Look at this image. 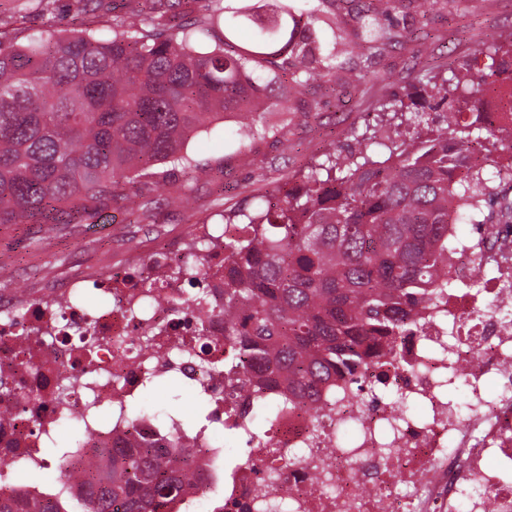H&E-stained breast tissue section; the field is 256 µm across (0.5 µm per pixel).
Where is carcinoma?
<instances>
[{"instance_id": "obj_1", "label": "carcinoma", "mask_w": 512, "mask_h": 512, "mask_svg": "<svg viewBox=\"0 0 512 512\" xmlns=\"http://www.w3.org/2000/svg\"><path fill=\"white\" fill-rule=\"evenodd\" d=\"M334 10L303 15L293 0H224L196 22L160 29L180 3L144 0L112 20V36L84 28L42 30L27 42L0 40V224H22L49 211L81 224L107 200L130 202L154 190V166L168 163L197 182L204 168L189 140L214 121L240 117V144L284 136L288 121L266 114L314 112L309 86L355 88L377 66L413 42L412 27L391 21L404 9L421 15L462 0H321ZM351 29L361 49L337 60L321 37ZM251 32L230 49L231 37ZM482 81L509 64L495 60ZM288 91L268 103L272 86ZM432 89L447 105L437 122L428 112L385 104L374 124L350 131L353 146L308 167L282 197L264 195L248 209L224 213L243 233L224 241V372L246 396L269 376L286 388L290 406L319 403L336 377L377 365L373 347L418 326L413 306L439 303L453 240L448 225L473 220L500 200L509 173L486 162L492 148H512L508 115L463 108L475 83L454 73ZM211 248L171 269L169 278L205 282ZM178 453L162 446L112 449L87 469L59 470L54 488L27 510L22 491L0 497V512H176L183 480L195 464V438L177 437Z\"/></svg>"}]
</instances>
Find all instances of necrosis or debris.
Here are the masks:
<instances>
[{
	"instance_id": "1",
	"label": "necrosis or debris",
	"mask_w": 512,
	"mask_h": 512,
	"mask_svg": "<svg viewBox=\"0 0 512 512\" xmlns=\"http://www.w3.org/2000/svg\"><path fill=\"white\" fill-rule=\"evenodd\" d=\"M235 224L195 225L192 233L148 256L132 253L106 279L87 275L33 300L0 301V494L18 487L17 468H47L46 434L79 422L81 447L60 458L81 467L93 449H111L114 437L151 435L155 420L129 413L148 379L177 375L211 401L212 416L197 432L196 466L187 505L203 507L212 474L224 475V512H512V226L484 224L478 237L459 239L448 257L458 284L446 302L423 308L420 331L397 338L381 366L338 377L321 411L279 407L262 435L247 419L234 431L245 459L219 468L224 444L214 432L226 422L224 398V240ZM215 239L206 279L205 307L178 308L180 282L165 281L160 299H146L141 278L179 264L201 239ZM492 271L483 288L468 287L473 262ZM95 285L106 301L89 309ZM90 325L82 340L75 325ZM32 328L28 344L16 336ZM167 329L173 342L154 352L140 338ZM207 329L214 349L197 333ZM464 375L463 402L448 397ZM69 385L58 399L59 381ZM422 406L424 417L404 415L401 403ZM108 408V422L98 413ZM357 427L349 444L343 423Z\"/></svg>"
}]
</instances>
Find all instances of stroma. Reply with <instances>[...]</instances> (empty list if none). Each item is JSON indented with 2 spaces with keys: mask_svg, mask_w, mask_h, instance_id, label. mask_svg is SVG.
I'll list each match as a JSON object with an SVG mask.
<instances>
[{
  "mask_svg": "<svg viewBox=\"0 0 512 512\" xmlns=\"http://www.w3.org/2000/svg\"><path fill=\"white\" fill-rule=\"evenodd\" d=\"M128 6V0H112L111 11L92 12L81 0H54L46 10L38 0H0V36L10 40L38 30L77 27L106 35L113 15L124 14ZM410 23L419 30L417 40L383 61L378 75L348 92L343 101H335L325 90H311L317 112L296 114L286 139L258 140L245 149L231 121L197 134L187 151L209 169L211 182L190 183L170 165H157L162 179L144 197L140 223H128L124 209L110 201L83 224L50 219L0 224V293L34 296L39 288L86 270L107 274L131 253L166 246L193 225L221 223L225 211L284 186L323 154L346 148L349 130L363 128L383 104L421 103L430 77L462 71L480 79L489 71L484 49L490 39L512 45V0H466L461 11L435 7ZM202 402V396L172 377L142 392L136 408L156 412L175 407L190 424Z\"/></svg>",
  "mask_w": 512,
  "mask_h": 512,
  "instance_id": "1",
  "label": "stroma"
}]
</instances>
